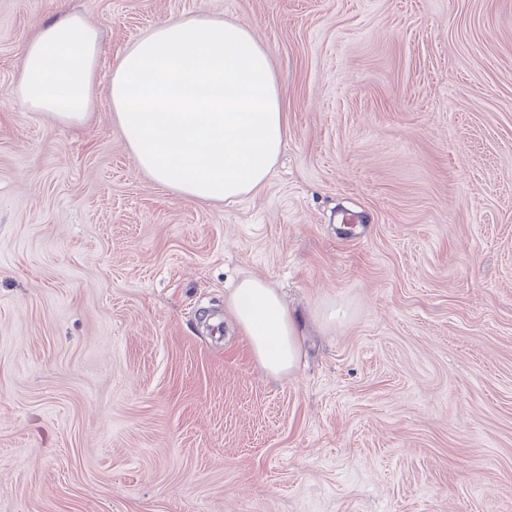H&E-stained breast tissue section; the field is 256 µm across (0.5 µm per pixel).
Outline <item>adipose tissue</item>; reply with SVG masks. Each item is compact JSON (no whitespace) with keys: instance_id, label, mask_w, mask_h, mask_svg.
Masks as SVG:
<instances>
[{"instance_id":"1","label":"adipose tissue","mask_w":512,"mask_h":512,"mask_svg":"<svg viewBox=\"0 0 512 512\" xmlns=\"http://www.w3.org/2000/svg\"><path fill=\"white\" fill-rule=\"evenodd\" d=\"M100 54L99 32L82 14L44 25L20 53L22 101L61 123L84 122ZM108 95L138 167L202 202L261 189L288 131L268 51L247 27L207 15L148 30L113 62ZM228 304L259 364L290 373L299 330L277 290L245 278Z\"/></svg>"}]
</instances>
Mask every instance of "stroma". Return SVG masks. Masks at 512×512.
Listing matches in <instances>:
<instances>
[{
    "mask_svg": "<svg viewBox=\"0 0 512 512\" xmlns=\"http://www.w3.org/2000/svg\"><path fill=\"white\" fill-rule=\"evenodd\" d=\"M68 12L101 89L163 21L248 26L265 186L157 185L103 92L29 111L20 50ZM244 277L302 320L288 374ZM0 512H512V0H0ZM228 304L259 364L274 376L290 373L299 359L300 335L277 290L264 280L244 278Z\"/></svg>",
    "mask_w": 512,
    "mask_h": 512,
    "instance_id": "stroma-1",
    "label": "stroma"
}]
</instances>
